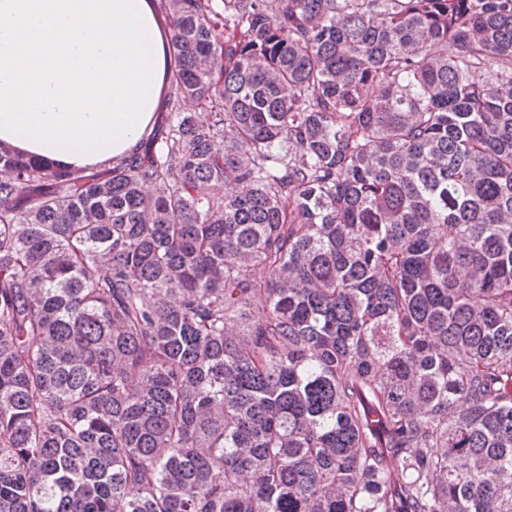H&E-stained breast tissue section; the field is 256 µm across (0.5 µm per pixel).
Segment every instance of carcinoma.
<instances>
[{"mask_svg": "<svg viewBox=\"0 0 512 512\" xmlns=\"http://www.w3.org/2000/svg\"><path fill=\"white\" fill-rule=\"evenodd\" d=\"M162 9L135 152L0 146V512H512V0ZM147 5L149 6L148 8H150V11L152 13V16H153V19L155 20L156 24H157V27H158V30L160 32V35H161V39H162V46H163V52H164V75H163V80H162V86H161V89H160V93H159V97H157V103H156V106L155 108H153V111L152 109H150L151 111V115H150V120L147 124V126L145 127V129L143 130L144 132L141 134V135H130L128 134L127 135V139H131L130 137H140V138H136L135 141L133 140L132 143H125V139H123V135H119V139H123V143H125V147H123V143H121V146L123 147V149H119L120 152L118 151H115L116 153H119V154H115L114 156L112 157H109L110 155L112 154H99V156H107L109 158H106V159H103V158H99L97 159V163H95V160L96 158H94V162L90 163V162H84V163H81L79 164V162H77V158L75 159V162H72V163H69V162H66L64 160H62L63 158H65V156L62 155L63 158H61V160H57V159H52L50 157H52V153L49 154L50 157L46 156L48 155L47 152L49 153L50 150H44V148H42V150H44L42 153H46V155H43V154H39L37 152H33L30 149H34L35 151H39L41 152L40 149H36L34 147H30V146H24V148H21L19 146H21L22 144H28L27 143V139H25V143H15L16 145H13L12 142H16V139L15 140H12L10 138H8V135H6V138L7 140L11 141V142H8L7 140H5L4 138H0V144L3 146V145H7V146H10V147H13L15 149H18L20 150L21 152H24L28 155H31L33 157V159H36L38 161H43V162H60V163H63L67 166H69L70 168H75V169H83L85 167H89V168H96L97 166H100V167H103V166H106L108 165V162L110 160H112V162H118L120 161L122 158H124L125 156H127L128 154H130L139 144L140 140L142 139V137L145 135V134H148L149 132H151V130L153 129V127L156 125L157 121L159 120L160 118V112H162L164 110V106H165V100H164V95H165V89L168 85V80H169V76L172 72V67H173V56L171 55V52H170V39H169V25L168 23L165 22L164 20V16L160 13V11L158 10V4L157 2H155L156 0H144ZM144 2V3H145ZM144 3L141 2V4H143V10L145 12V16H147V18L149 20H151L149 18V13H148V10L146 8V6H144ZM145 3V4H146ZM147 10V11H146ZM163 112H167L166 110H164ZM63 151H65V146L63 147ZM66 151H68V147L66 146ZM66 151H65V155L68 156L66 154ZM76 155L75 154H72L71 156H68V158H65V160H70L69 158H72V157H75ZM103 159V160H101ZM79 164V165H77Z\"/></svg>", "mask_w": 512, "mask_h": 512, "instance_id": "carcinoma-1", "label": "carcinoma"}]
</instances>
